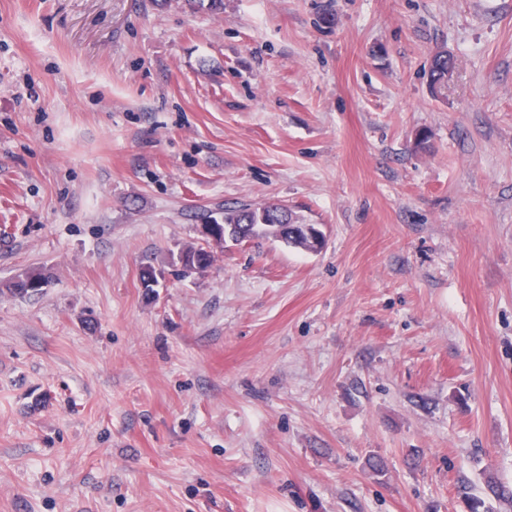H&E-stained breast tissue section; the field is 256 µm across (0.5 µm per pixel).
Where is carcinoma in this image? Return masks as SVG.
Masks as SVG:
<instances>
[{"label":"carcinoma","instance_id":"carcinoma-1","mask_svg":"<svg viewBox=\"0 0 512 512\" xmlns=\"http://www.w3.org/2000/svg\"><path fill=\"white\" fill-rule=\"evenodd\" d=\"M190 9H205L215 14L224 12V0H183ZM431 77L441 84H448V55L438 53L434 56ZM221 223L224 228L241 230V240L248 242L278 241L293 248L306 251L315 250L312 242V229L300 222L295 213L283 204H268L256 208L252 204L238 202L225 204L221 220L212 219L210 223ZM45 274L33 269L14 283L12 292L29 294L42 287Z\"/></svg>","mask_w":512,"mask_h":512}]
</instances>
